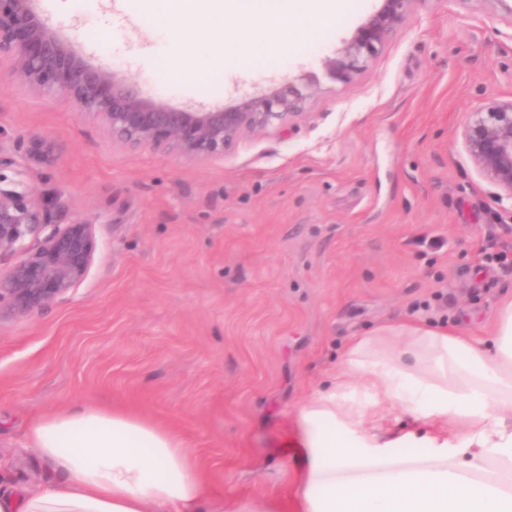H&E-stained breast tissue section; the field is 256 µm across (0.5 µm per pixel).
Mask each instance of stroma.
Masks as SVG:
<instances>
[{
    "instance_id": "1",
    "label": "stroma",
    "mask_w": 512,
    "mask_h": 512,
    "mask_svg": "<svg viewBox=\"0 0 512 512\" xmlns=\"http://www.w3.org/2000/svg\"><path fill=\"white\" fill-rule=\"evenodd\" d=\"M91 66L120 68L174 108L225 107L321 75L379 0L348 8L293 51L168 66L152 0H35ZM489 0H419L346 84L323 80L289 129L248 133L192 162L112 144L65 96L43 98L0 62V140L39 137L38 195L59 222L93 224L82 283L0 318V479L47 480L29 422L93 404L140 413L193 448L228 498L294 512L299 407L373 329L433 326L485 336L512 298V203L463 140L470 108L512 97V26Z\"/></svg>"
}]
</instances>
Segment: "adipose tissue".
<instances>
[{"label":"adipose tissue","instance_id":"1","mask_svg":"<svg viewBox=\"0 0 512 512\" xmlns=\"http://www.w3.org/2000/svg\"><path fill=\"white\" fill-rule=\"evenodd\" d=\"M347 0H155V33L170 68L220 69L297 46ZM207 37L190 54L196 29ZM344 370L302 405L300 512H512V300L488 336L422 327L357 338ZM426 428L383 437L389 415ZM28 439L54 480L22 495L0 489V512H279L271 501L225 499L168 428L92 406L46 413Z\"/></svg>","mask_w":512,"mask_h":512}]
</instances>
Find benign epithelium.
<instances>
[{"label":"benign epithelium","mask_w":512,"mask_h":512,"mask_svg":"<svg viewBox=\"0 0 512 512\" xmlns=\"http://www.w3.org/2000/svg\"><path fill=\"white\" fill-rule=\"evenodd\" d=\"M380 7L324 62L326 76L348 83L398 33L406 13L418 0H380ZM11 64L10 76L43 97L65 95L79 111L99 122L112 144L144 145L176 153L188 160L224 156L235 138L281 127L304 114L320 84L302 91L292 84L237 104L212 110H179L159 99L141 96L113 69L88 65L62 40L34 8V0H0V60ZM463 140L474 163L503 196L512 200V98L486 99L469 112ZM0 141V258L16 256L0 269V312L25 315L77 287L96 253L93 224L60 223L53 211L61 197L38 198L26 178V161L49 152L32 139Z\"/></svg>","instance_id":"benign-epithelium-1"}]
</instances>
